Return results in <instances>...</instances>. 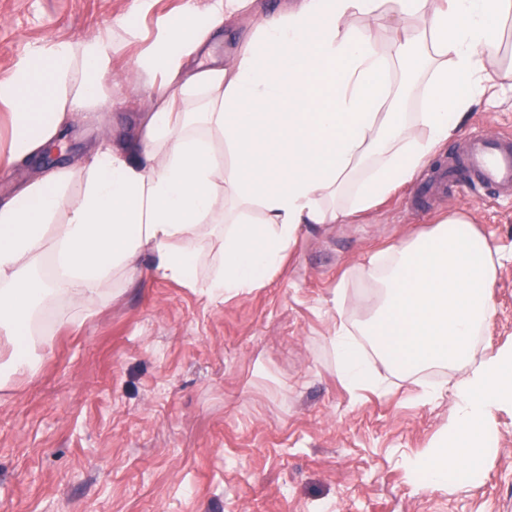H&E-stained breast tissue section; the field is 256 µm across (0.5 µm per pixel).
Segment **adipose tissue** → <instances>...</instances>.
<instances>
[{"label": "adipose tissue", "instance_id": "ef3b65f1", "mask_svg": "<svg viewBox=\"0 0 512 512\" xmlns=\"http://www.w3.org/2000/svg\"><path fill=\"white\" fill-rule=\"evenodd\" d=\"M237 8L219 0L165 24L137 68L146 79L163 71L174 89L131 148L98 149L80 172L50 173L0 204V382L34 371L46 311L82 309L137 274L199 285L212 298L263 287L303 225L341 222L414 178L484 93L512 20V0H296L264 15L231 65L191 68ZM385 12L397 26L384 53L369 28L349 23ZM266 45L275 61L262 59ZM111 51L108 34L55 43L0 74V103L13 110L9 163L63 140L73 113L100 100ZM400 73L423 81L420 111H397ZM198 99L200 120L175 109ZM219 145L230 162L217 158ZM213 235L224 250L209 261L203 244ZM362 275L373 285L360 298L370 318L356 326L339 317L330 338L344 385L378 390L385 371L470 365L447 427L405 465L424 488L473 485L493 452L497 413L512 409V346L475 355L474 336L494 313L485 239L467 216L451 215L371 256Z\"/></svg>", "mask_w": 512, "mask_h": 512}]
</instances>
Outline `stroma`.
<instances>
[{
  "label": "stroma",
  "mask_w": 512,
  "mask_h": 512,
  "mask_svg": "<svg viewBox=\"0 0 512 512\" xmlns=\"http://www.w3.org/2000/svg\"><path fill=\"white\" fill-rule=\"evenodd\" d=\"M185 2L0 0V72L35 48L103 36L124 16L135 23L134 35L114 40L103 96L74 120L66 149L0 165L1 201L50 171L79 169L102 142L139 136L166 78L144 89L135 62ZM282 2L245 0L208 42L216 65ZM488 79L493 95L413 182L342 223L305 225L263 287L224 301L146 276L80 319L53 311L36 376L0 388V512H512L511 410L496 417L477 484L418 487L405 461L446 428L451 396L420 402L421 384L392 374L385 393L352 396L330 346L337 288L346 318L363 322L367 259L460 211L496 263L494 313L476 353L512 345V198L482 202L451 186L416 195L464 132L512 134V68L489 67Z\"/></svg>",
  "instance_id": "35a3bbf8"
}]
</instances>
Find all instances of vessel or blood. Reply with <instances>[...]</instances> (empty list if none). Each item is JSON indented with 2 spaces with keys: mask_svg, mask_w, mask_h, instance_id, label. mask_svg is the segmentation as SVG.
Returning <instances> with one entry per match:
<instances>
[{
  "mask_svg": "<svg viewBox=\"0 0 512 512\" xmlns=\"http://www.w3.org/2000/svg\"><path fill=\"white\" fill-rule=\"evenodd\" d=\"M449 169L460 174L456 182L460 194L480 197L488 190L512 194V138L471 132L464 138L462 152L451 157Z\"/></svg>",
  "mask_w": 512,
  "mask_h": 512,
  "instance_id": "1",
  "label": "vessel or blood"
}]
</instances>
